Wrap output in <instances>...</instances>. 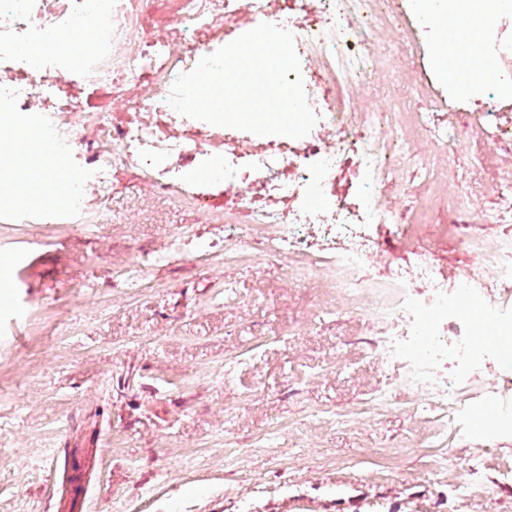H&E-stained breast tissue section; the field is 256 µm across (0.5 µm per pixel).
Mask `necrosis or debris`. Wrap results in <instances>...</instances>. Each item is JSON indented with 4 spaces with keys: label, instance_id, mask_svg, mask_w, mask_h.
I'll list each match as a JSON object with an SVG mask.
<instances>
[{
    "label": "necrosis or debris",
    "instance_id": "necrosis-or-debris-1",
    "mask_svg": "<svg viewBox=\"0 0 512 512\" xmlns=\"http://www.w3.org/2000/svg\"><path fill=\"white\" fill-rule=\"evenodd\" d=\"M448 5L478 9L480 23L428 43L411 16L404 38L389 37L405 0H0V112L39 124L48 151L81 155L68 172L71 213L112 223L114 177L128 172L145 195L174 198L210 225L225 257L292 262L327 301L355 305L375 325L378 360L456 431L462 391L486 357L512 375V308L490 299L479 322L470 309L485 276L512 293V235L468 239L472 265L453 288L426 294L419 278L437 266L420 244L463 236L470 224H512V13L498 0ZM263 22L295 36L319 116L312 130L298 139L228 131L216 142L192 124L158 133L176 76L214 51L194 33ZM47 41L61 51L23 55ZM441 52L462 62L444 88L424 66ZM488 56L502 73L490 86L471 74ZM82 81L103 88L93 106L67 91ZM115 94L123 111L109 105ZM462 152L474 158L467 177ZM214 157L231 198L221 209L185 180ZM385 230L409 248L411 274H376L389 260Z\"/></svg>",
    "mask_w": 512,
    "mask_h": 512
}]
</instances>
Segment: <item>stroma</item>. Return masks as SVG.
Listing matches in <instances>:
<instances>
[{
  "mask_svg": "<svg viewBox=\"0 0 512 512\" xmlns=\"http://www.w3.org/2000/svg\"><path fill=\"white\" fill-rule=\"evenodd\" d=\"M110 206L125 250L167 254L135 297L111 225L0 205V512H512V435L442 428L375 365L366 315L282 263L199 260L209 227L169 198ZM112 284L114 287L131 291L148 288L147 283H143L137 261L112 262Z\"/></svg>",
  "mask_w": 512,
  "mask_h": 512,
  "instance_id": "stroma-1",
  "label": "stroma"
}]
</instances>
